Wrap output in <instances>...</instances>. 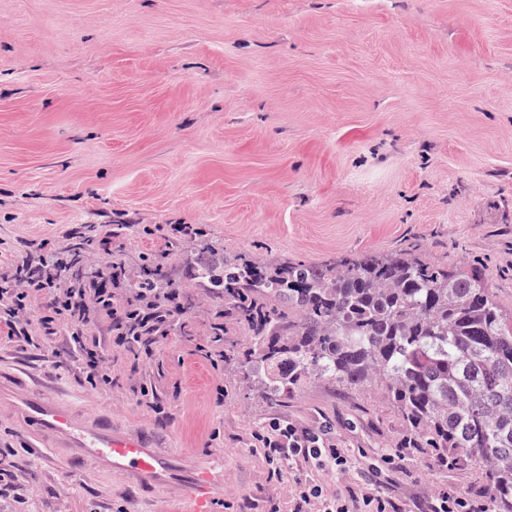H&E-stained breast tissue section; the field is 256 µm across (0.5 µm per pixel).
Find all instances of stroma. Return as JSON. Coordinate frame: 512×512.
<instances>
[{"mask_svg": "<svg viewBox=\"0 0 512 512\" xmlns=\"http://www.w3.org/2000/svg\"><path fill=\"white\" fill-rule=\"evenodd\" d=\"M120 220L92 270L163 249L158 224H199L219 249L333 263L346 254L417 246L431 263L478 268L512 320V0H0V267L39 261L75 232ZM47 249V250H48ZM167 269L187 311L151 356L88 327L109 380L88 382L66 333L0 344L67 391L111 408L157 446L224 461L217 512H291L297 480L343 490L369 475L406 433L374 390L341 394L311 378L267 400L224 338L212 368L199 347L222 307L190 277L182 251ZM153 389L155 404L141 387ZM326 434L350 470H274L253 432L271 419ZM0 468L26 481L0 512H175L92 465L47 471L0 417ZM400 512L432 497L487 501L466 468L425 455L386 471Z\"/></svg>", "mask_w": 512, "mask_h": 512, "instance_id": "stroma-1", "label": "stroma"}]
</instances>
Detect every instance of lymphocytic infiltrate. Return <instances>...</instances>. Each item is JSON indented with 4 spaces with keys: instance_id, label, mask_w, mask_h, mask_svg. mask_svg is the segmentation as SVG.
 <instances>
[{
    "instance_id": "obj_1",
    "label": "lymphocytic infiltrate",
    "mask_w": 512,
    "mask_h": 512,
    "mask_svg": "<svg viewBox=\"0 0 512 512\" xmlns=\"http://www.w3.org/2000/svg\"><path fill=\"white\" fill-rule=\"evenodd\" d=\"M68 259H58L54 266L43 267L36 278L24 279L13 271L0 272V338L10 343L28 341V313L33 296L47 295V313L40 320L45 337L55 336L59 326H66L70 342L78 353L88 380L99 377L103 367V348L98 338L86 332L96 317L112 320L119 342L144 349L167 333L183 313L177 295L161 298L151 289H136L126 296L120 288H110L105 277L74 283L64 276ZM255 438L265 450L270 465L288 464L303 469L310 463L349 468L351 460L345 449L325 442L315 432L291 422L275 419L258 430ZM292 512H399L392 496L379 489L347 490L329 496L317 484H299Z\"/></svg>"
}]
</instances>
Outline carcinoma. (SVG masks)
Instances as JSON below:
<instances>
[{
	"label": "carcinoma",
	"mask_w": 512,
	"mask_h": 512,
	"mask_svg": "<svg viewBox=\"0 0 512 512\" xmlns=\"http://www.w3.org/2000/svg\"><path fill=\"white\" fill-rule=\"evenodd\" d=\"M138 287L173 292L162 259L139 255ZM224 299L253 343L237 359L269 369L278 401L317 377L347 391L380 386L406 422L402 448L479 473L490 512H512V323L481 273L416 250L276 267L225 258L188 267Z\"/></svg>",
	"instance_id": "1"
}]
</instances>
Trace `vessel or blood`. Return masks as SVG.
Here are the masks:
<instances>
[{
    "label": "vessel or blood",
    "mask_w": 512,
    "mask_h": 512,
    "mask_svg": "<svg viewBox=\"0 0 512 512\" xmlns=\"http://www.w3.org/2000/svg\"><path fill=\"white\" fill-rule=\"evenodd\" d=\"M0 408L23 446L68 471L73 461L133 482L140 495L175 494L181 512H216L224 498V468L203 459L187 463L159 451L144 431H126L112 423L110 409L79 412L61 399L51 381L16 367H0Z\"/></svg>",
    "instance_id": "obj_1"
}]
</instances>
